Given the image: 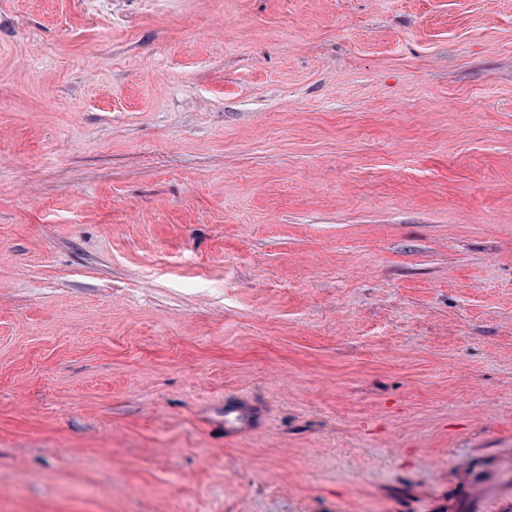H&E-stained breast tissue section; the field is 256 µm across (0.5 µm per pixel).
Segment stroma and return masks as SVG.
Masks as SVG:
<instances>
[{
    "instance_id": "obj_1",
    "label": "stroma",
    "mask_w": 512,
    "mask_h": 512,
    "mask_svg": "<svg viewBox=\"0 0 512 512\" xmlns=\"http://www.w3.org/2000/svg\"><path fill=\"white\" fill-rule=\"evenodd\" d=\"M0 512H512V0H0Z\"/></svg>"
}]
</instances>
